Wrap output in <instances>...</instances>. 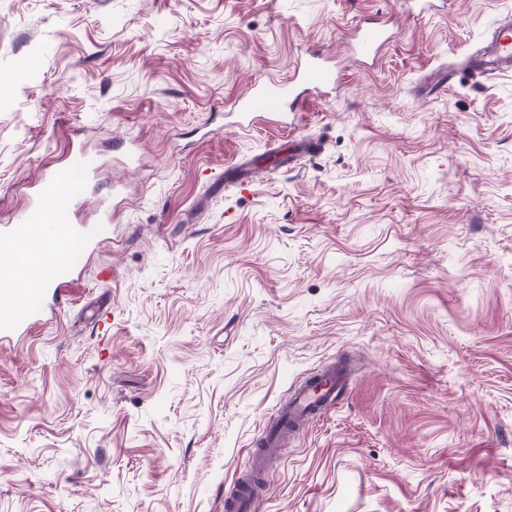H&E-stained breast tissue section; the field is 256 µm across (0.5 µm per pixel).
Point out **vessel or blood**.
Wrapping results in <instances>:
<instances>
[{
    "instance_id": "obj_1",
    "label": "vessel or blood",
    "mask_w": 512,
    "mask_h": 512,
    "mask_svg": "<svg viewBox=\"0 0 512 512\" xmlns=\"http://www.w3.org/2000/svg\"><path fill=\"white\" fill-rule=\"evenodd\" d=\"M385 30L374 23L358 27L355 51L376 58L386 43ZM473 77L512 72V19L498 23L489 40L465 63ZM336 73L318 56L303 59L291 79L270 80L258 85L239 104L237 128L251 125L255 117L284 115L296 109V86L324 92L335 89ZM91 165L84 151H76L72 162L61 172L46 178L34 192L33 206L16 223L0 226V339L23 335L45 313L39 301L46 293L64 300L67 284L59 278L74 248H84L88 240L75 223L79 189ZM349 374L345 366L328 364L296 381L287 399L276 408L273 421L263 425L248 465L237 471L224 495V512H253L260 495L255 480L267 463L281 453L288 433L309 426L335 410L345 392Z\"/></svg>"
}]
</instances>
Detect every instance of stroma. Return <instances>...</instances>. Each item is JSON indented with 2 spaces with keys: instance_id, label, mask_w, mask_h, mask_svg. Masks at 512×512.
I'll return each instance as SVG.
<instances>
[{
  "instance_id": "35a3bbf8",
  "label": "stroma",
  "mask_w": 512,
  "mask_h": 512,
  "mask_svg": "<svg viewBox=\"0 0 512 512\" xmlns=\"http://www.w3.org/2000/svg\"><path fill=\"white\" fill-rule=\"evenodd\" d=\"M510 11L0 0V225L72 144L97 159L66 301L0 341V512H224L292 381L337 359L341 405L258 512H512V74L463 68ZM367 22L374 60L350 45ZM309 50L341 87L231 128ZM307 137L322 150L277 167ZM244 156L255 181L225 188ZM387 40L386 32L381 26L365 23L354 33L353 47L359 55L374 60Z\"/></svg>"
}]
</instances>
